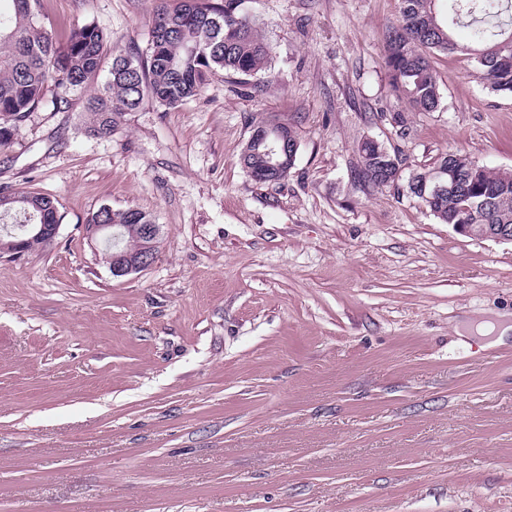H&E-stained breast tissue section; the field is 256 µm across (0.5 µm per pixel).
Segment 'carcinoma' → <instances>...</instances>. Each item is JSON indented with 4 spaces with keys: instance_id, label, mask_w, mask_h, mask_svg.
Masks as SVG:
<instances>
[{
    "instance_id": "cac0c4a2",
    "label": "carcinoma",
    "mask_w": 512,
    "mask_h": 512,
    "mask_svg": "<svg viewBox=\"0 0 512 512\" xmlns=\"http://www.w3.org/2000/svg\"><path fill=\"white\" fill-rule=\"evenodd\" d=\"M0 13V148L11 143L33 112H65L72 97L103 83L87 102L89 134L110 138L119 119L146 99L166 109L195 97L215 68L252 76L267 69L272 49L243 10L246 0H157L148 48L108 46L104 30L89 23L58 43L43 27L40 0H11ZM467 30L478 48L471 59L475 77L495 94L512 95V0H401L400 17L385 40V67L396 96L419 112H434L441 94L432 59L455 52L449 26ZM265 146L242 153L247 175L265 183ZM354 180L378 188L402 180L392 155L375 141L359 148ZM443 224H512V170L478 165L454 151L438 156L428 170L406 182ZM54 221V201L35 191H0V242L24 224ZM150 218L137 211L98 209L89 224H125L118 245L136 252L148 240L134 228Z\"/></svg>"
}]
</instances>
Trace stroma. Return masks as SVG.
Returning a JSON list of instances; mask_svg holds the SVG:
<instances>
[{
	"label": "stroma",
	"mask_w": 512,
	"mask_h": 512,
	"mask_svg": "<svg viewBox=\"0 0 512 512\" xmlns=\"http://www.w3.org/2000/svg\"><path fill=\"white\" fill-rule=\"evenodd\" d=\"M156 0H41L55 39L93 22L145 48ZM272 47L254 76L145 103L111 138L85 97L0 149V190L54 199L57 237L0 257V512H512V242L440 223L351 170L377 140L405 173L452 150L512 170V96L460 51L441 105L407 110L384 45L400 0H249ZM280 120L287 177L241 153ZM160 226L154 263L112 276L101 205ZM250 153L243 152L241 156V165L247 175L258 183H267L269 182L266 178H264L265 172V154L263 153L265 150L264 145L255 144L250 147Z\"/></svg>",
	"instance_id": "35a3bbf8"
}]
</instances>
